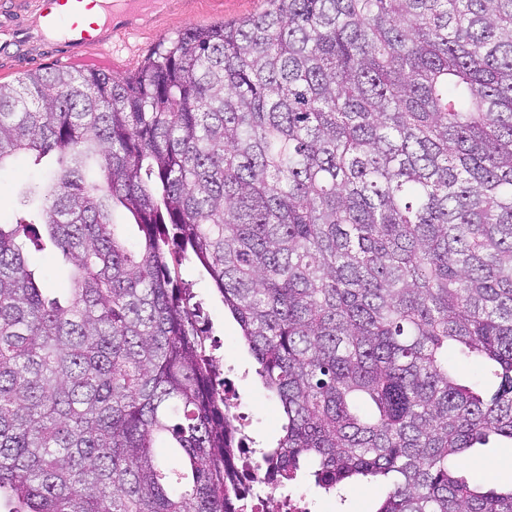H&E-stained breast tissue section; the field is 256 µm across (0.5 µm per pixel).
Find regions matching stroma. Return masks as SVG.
<instances>
[{"instance_id":"1","label":"stroma","mask_w":512,"mask_h":512,"mask_svg":"<svg viewBox=\"0 0 512 512\" xmlns=\"http://www.w3.org/2000/svg\"><path fill=\"white\" fill-rule=\"evenodd\" d=\"M266 0H165L160 7L144 10L137 30L120 42H105L90 51L87 58L72 63L43 47H36L28 59L17 62L0 58V82L13 83L26 74L61 68L97 69L118 77L134 73L159 42L176 38L187 29L220 22H235L260 13ZM43 169L26 158H14L0 171V224H8L22 210L20 191L24 184L40 180ZM183 279L192 281L198 300L209 318L211 332L220 340L219 370L232 379L240 401V410L249 419L248 434L255 447H263L280 431V407L259 384L253 359L240 345L238 325L224 314V305L216 295L212 282L198 269L185 266ZM475 464L464 467L463 475H474L481 485L493 487L512 481V443L493 442L479 448ZM303 497L310 512H372L380 489L370 482L361 483L345 500L318 492L307 481H300L294 490Z\"/></svg>"}]
</instances>
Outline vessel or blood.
Wrapping results in <instances>:
<instances>
[{"label": "vessel or blood", "mask_w": 512, "mask_h": 512, "mask_svg": "<svg viewBox=\"0 0 512 512\" xmlns=\"http://www.w3.org/2000/svg\"><path fill=\"white\" fill-rule=\"evenodd\" d=\"M141 0H122L121 4H105L103 21L86 17L83 0H35L38 25L35 35L13 38L16 49L30 41L53 40L62 55L80 59L100 44L103 34L123 38L133 27Z\"/></svg>", "instance_id": "vessel-or-blood-1"}]
</instances>
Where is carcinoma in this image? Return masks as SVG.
Instances as JSON below:
<instances>
[{
  "label": "carcinoma",
  "mask_w": 512,
  "mask_h": 512,
  "mask_svg": "<svg viewBox=\"0 0 512 512\" xmlns=\"http://www.w3.org/2000/svg\"><path fill=\"white\" fill-rule=\"evenodd\" d=\"M267 2L125 78L0 82V169L57 157L0 224L6 512H225L243 434L186 262L279 402L267 487L512 512L460 473L512 442V0ZM28 259L31 267L43 280L44 288L56 295H62L70 288L61 263V258L49 248L44 251L30 250Z\"/></svg>",
  "instance_id": "obj_1"
}]
</instances>
